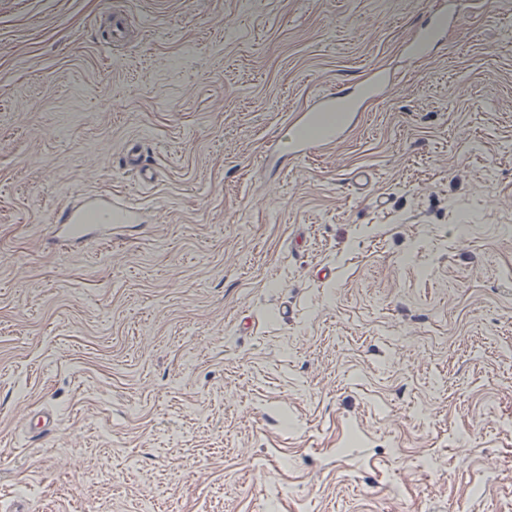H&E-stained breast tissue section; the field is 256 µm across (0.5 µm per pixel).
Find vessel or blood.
Listing matches in <instances>:
<instances>
[{
  "label": "vessel or blood",
  "instance_id": "1",
  "mask_svg": "<svg viewBox=\"0 0 512 512\" xmlns=\"http://www.w3.org/2000/svg\"><path fill=\"white\" fill-rule=\"evenodd\" d=\"M459 17L456 0H439L421 25L407 51L413 57L426 55L447 32V25ZM391 83L388 72L371 70L359 82L356 91L318 93L311 97L304 112L291 116L279 134L269 143L270 152L283 159H299L335 144L352 128L357 114L354 105L359 96H382ZM138 206L128 198H88L58 210L51 230L60 243L85 238L94 229L112 230L135 223Z\"/></svg>",
  "mask_w": 512,
  "mask_h": 512
}]
</instances>
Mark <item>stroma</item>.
<instances>
[{
  "label": "stroma",
  "instance_id": "stroma-1",
  "mask_svg": "<svg viewBox=\"0 0 512 512\" xmlns=\"http://www.w3.org/2000/svg\"><path fill=\"white\" fill-rule=\"evenodd\" d=\"M436 2L0 0V512H512V0L409 58ZM82 194L142 220L53 243ZM390 83L388 72L373 69L357 84L358 89L350 93L339 90L315 94L304 112L287 119L266 152H273L281 159L293 160L328 148L343 139L352 128L358 116L354 112L356 100L365 94L380 97Z\"/></svg>",
  "mask_w": 512,
  "mask_h": 512
}]
</instances>
